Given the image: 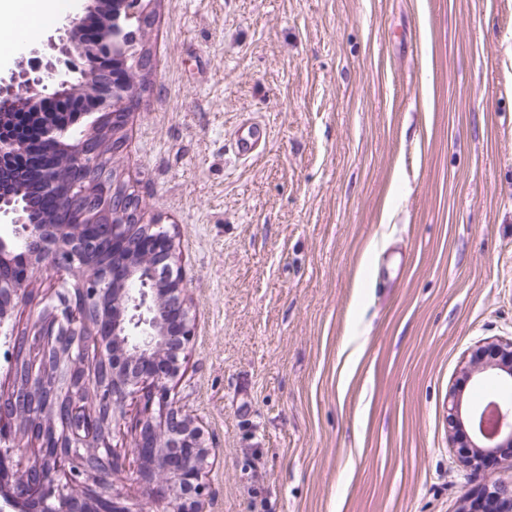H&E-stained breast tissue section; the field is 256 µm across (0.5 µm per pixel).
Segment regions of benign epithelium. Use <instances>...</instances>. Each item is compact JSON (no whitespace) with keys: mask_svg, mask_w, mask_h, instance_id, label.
Instances as JSON below:
<instances>
[{"mask_svg":"<svg viewBox=\"0 0 512 512\" xmlns=\"http://www.w3.org/2000/svg\"><path fill=\"white\" fill-rule=\"evenodd\" d=\"M138 0H83L82 11L65 16L47 40L21 53L0 72V167L22 153V141L4 134L14 111L27 113L42 133L51 163L41 170L42 191L53 205L83 210L88 224H58L50 217L28 219L14 205L12 186L0 188V335L13 357L21 342L44 353L62 336H92L88 347L68 357H43L22 378L10 406L0 401V512H132L121 497L85 479L96 464L114 465L107 429L126 399L140 395L142 413L133 447L152 490L175 503L172 512H198L204 487L202 470L209 448L194 419L173 406L169 381L179 373L178 356L194 336L183 297L184 280L174 237L143 222L140 205L117 175L109 194H97L109 160L102 139L112 137V154L123 147L127 117L139 107V86L126 68L102 62L116 56L113 31L121 14L138 11ZM75 95L107 115L103 128L91 122L79 129L59 123L41 108L50 98ZM67 167V190L55 194ZM48 260L60 273L67 296L41 314L34 332L14 333L13 316L25 304L24 286L34 264ZM81 275L68 283L65 275ZM495 357L471 358L469 375L498 371L512 384V341L495 346ZM448 429L465 428L457 395L449 392ZM496 412L491 429L473 428L459 458L480 469L489 461L512 463V401L489 402ZM25 422L41 448L35 469L19 474L15 424ZM462 512H512V482L481 487Z\"/></svg>","mask_w":512,"mask_h":512,"instance_id":"obj_1","label":"benign epithelium"}]
</instances>
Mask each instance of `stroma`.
I'll return each instance as SVG.
<instances>
[{
	"label": "stroma",
	"mask_w": 512,
	"mask_h": 512,
	"mask_svg": "<svg viewBox=\"0 0 512 512\" xmlns=\"http://www.w3.org/2000/svg\"><path fill=\"white\" fill-rule=\"evenodd\" d=\"M109 165L174 236L195 336L170 399L203 427V512H458L512 481L448 434L512 340V0H157ZM255 157L230 142L246 121ZM16 329L56 302L36 270ZM127 400L103 481L139 475ZM267 129L258 123H248L235 136L233 148L238 158L253 157L265 141ZM494 349H497L495 357H493L490 361L478 362L477 360H482L480 356L477 355L475 358L474 355L470 360V368L467 369L469 372L470 378L473 375H480L489 370H498L497 374L501 378V380L506 384H512V340L510 342L501 344V345H493ZM477 359V360H476Z\"/></svg>",
	"instance_id": "1"
}]
</instances>
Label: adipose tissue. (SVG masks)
<instances>
[{
	"label": "adipose tissue",
	"instance_id": "1",
	"mask_svg": "<svg viewBox=\"0 0 512 512\" xmlns=\"http://www.w3.org/2000/svg\"><path fill=\"white\" fill-rule=\"evenodd\" d=\"M68 10L65 0H0V18L10 20L0 30V65L12 51L40 34Z\"/></svg>",
	"mask_w": 512,
	"mask_h": 512
}]
</instances>
